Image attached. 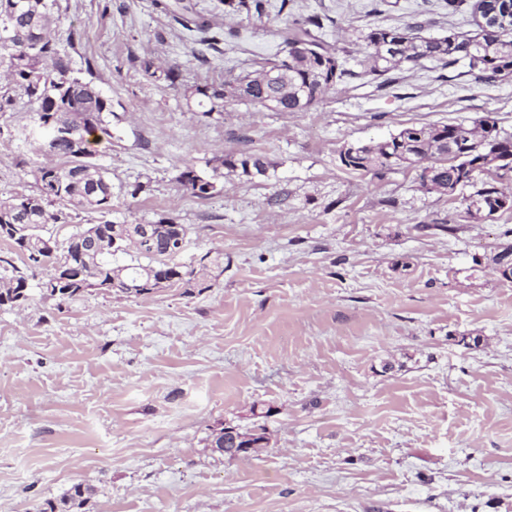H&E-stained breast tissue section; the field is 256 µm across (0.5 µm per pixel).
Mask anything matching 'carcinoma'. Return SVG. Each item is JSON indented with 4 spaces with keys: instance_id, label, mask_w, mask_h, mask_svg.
<instances>
[{
    "instance_id": "1",
    "label": "carcinoma",
    "mask_w": 512,
    "mask_h": 512,
    "mask_svg": "<svg viewBox=\"0 0 512 512\" xmlns=\"http://www.w3.org/2000/svg\"><path fill=\"white\" fill-rule=\"evenodd\" d=\"M157 8L182 27L210 34L216 43L223 34L212 24L192 15L188 0H157ZM58 0H0V25H7V40L0 41V111L13 104L10 92L19 88L36 104L38 152L50 162L37 170L39 191L0 199V240L11 245L37 268L47 270L41 282L43 296L63 303L89 288H111L129 296L151 293L163 286H177L185 294L209 288L208 269L221 264L224 254L207 251L180 261L179 242L188 228L169 218L152 223V242L141 240L136 227L104 220L72 233L61 243L50 226L68 224L81 212L102 215L112 211V182L95 160L91 143H112V102L90 81L73 75L71 58L57 47L54 26ZM262 14L261 0H224L227 15ZM324 23L319 16L294 22L282 32L286 55L267 61L220 85L191 86L186 104L205 117L221 114L227 100L259 104L273 112H305L318 104L350 75L334 50L319 36ZM420 24L403 29H371L363 35L369 50L370 72L382 76L404 65L412 68L426 61L450 67L463 62L478 70L486 81L512 75V27H489L468 36L455 32L439 38L415 34ZM152 78L174 84L175 68H153ZM352 156L340 160L348 171L382 178L397 169L417 171L419 185L427 191L448 193L465 177L473 192L463 200L464 213L495 215L512 210V197L503 196L499 180L512 174V134L501 133L490 117L458 124L408 126L389 138L368 145L353 144ZM222 166L246 177L264 176L263 156L238 152L225 155ZM223 176L213 168L207 176L190 165L176 169L180 189L198 198L216 190ZM494 261L502 279L512 282V243L499 246ZM31 266V267H33ZM31 267H18L9 255H0V306L28 298ZM267 441L265 428L235 431L234 445L257 449ZM87 489L71 487L60 504L47 503L39 512H75L86 503Z\"/></svg>"
}]
</instances>
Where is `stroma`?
<instances>
[{
	"instance_id": "35a3bbf8",
	"label": "stroma",
	"mask_w": 512,
	"mask_h": 512,
	"mask_svg": "<svg viewBox=\"0 0 512 512\" xmlns=\"http://www.w3.org/2000/svg\"><path fill=\"white\" fill-rule=\"evenodd\" d=\"M280 4L211 49L154 0H60L61 50L112 100L99 149L112 221L173 217L187 255L223 251L224 271L190 296L94 288L59 305L34 288L0 307V512H39L76 484L90 490L82 512H512V283L493 261L512 210L467 220L412 171L379 180L339 161L410 125L487 116L512 134V77L369 74L361 33L472 34L471 0ZM312 15L353 72L317 105L189 110L185 88L274 58L280 30ZM147 60L177 67V84L148 77ZM13 98L0 198L37 193L45 162L19 136L35 106ZM245 148L267 176L225 174L207 198L173 180ZM225 426L265 428L268 443L225 458L210 446Z\"/></svg>"
}]
</instances>
